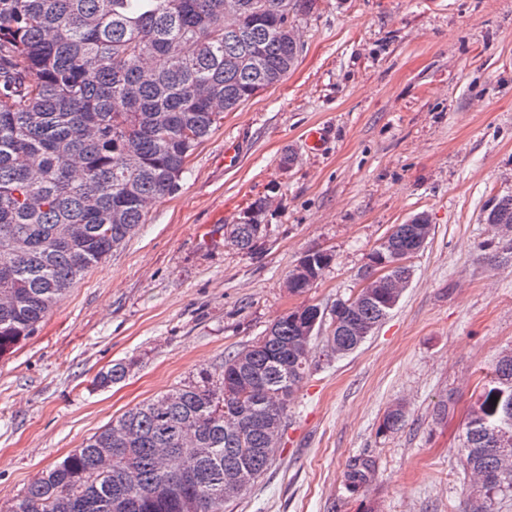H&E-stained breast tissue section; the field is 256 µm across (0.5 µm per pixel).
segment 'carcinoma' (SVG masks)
<instances>
[{
  "label": "carcinoma",
  "instance_id": "obj_1",
  "mask_svg": "<svg viewBox=\"0 0 512 512\" xmlns=\"http://www.w3.org/2000/svg\"><path fill=\"white\" fill-rule=\"evenodd\" d=\"M236 21L224 0H0V357L11 354L91 269L145 223L157 199L177 193L196 148L224 118L281 82L303 51L284 31L316 0H241ZM264 200L232 225L235 246L257 247ZM395 224L370 255L373 277L388 248L416 247L413 225ZM483 223L512 229V195L490 200ZM403 289L338 300L324 336L326 362L356 351L395 308ZM318 305L284 312L251 345L216 370L125 411L39 477L0 512H113L120 495L172 483L196 512H224V482L240 465L261 477L273 442L251 427L269 413L282 429L292 396L316 365V325L298 345ZM126 377L115 363L106 388ZM234 389L231 395L226 388ZM497 401H492V397ZM405 408L382 427L400 430ZM512 431V350L498 356L470 409L460 464L493 512L512 491L497 473L494 434ZM375 475L356 458L346 481L357 491Z\"/></svg>",
  "mask_w": 512,
  "mask_h": 512
}]
</instances>
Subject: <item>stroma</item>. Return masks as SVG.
I'll return each instance as SVG.
<instances>
[{"mask_svg":"<svg viewBox=\"0 0 512 512\" xmlns=\"http://www.w3.org/2000/svg\"><path fill=\"white\" fill-rule=\"evenodd\" d=\"M298 34L296 69L225 113L180 191L0 358V502L282 313L353 296L391 227L423 211L432 234L398 305L304 380L272 467L226 512H466L464 422L512 349V262L489 259L512 233L489 236L481 221L490 198L512 195V0H317ZM317 125L315 151L305 136ZM258 199L266 231L245 253L229 228ZM313 249L331 264L289 292ZM116 362L126 379L94 385ZM398 403L406 425L384 432ZM359 456L375 478L353 493L345 473Z\"/></svg>","mask_w":512,"mask_h":512,"instance_id":"obj_1","label":"stroma"}]
</instances>
